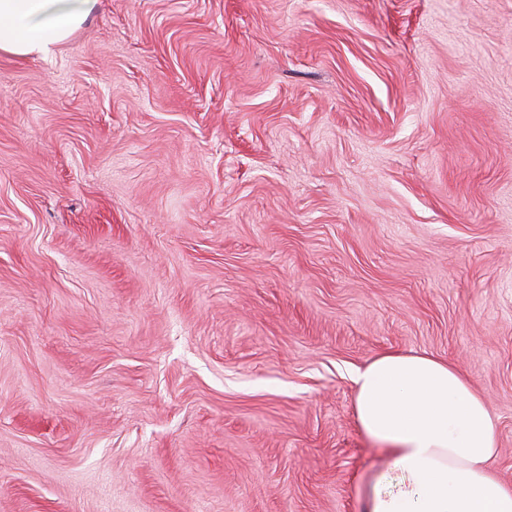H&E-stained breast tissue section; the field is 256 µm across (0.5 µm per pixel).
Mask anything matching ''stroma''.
<instances>
[{
    "mask_svg": "<svg viewBox=\"0 0 512 512\" xmlns=\"http://www.w3.org/2000/svg\"><path fill=\"white\" fill-rule=\"evenodd\" d=\"M388 351L512 483V0H98L0 52V512H363Z\"/></svg>",
    "mask_w": 512,
    "mask_h": 512,
    "instance_id": "35a3bbf8",
    "label": "stroma"
}]
</instances>
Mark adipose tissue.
<instances>
[{"mask_svg": "<svg viewBox=\"0 0 512 512\" xmlns=\"http://www.w3.org/2000/svg\"><path fill=\"white\" fill-rule=\"evenodd\" d=\"M97 0H0V51L16 57L66 41ZM355 413L387 469L367 512H512V485L492 469L497 423L448 361L386 352L354 378Z\"/></svg>", "mask_w": 512, "mask_h": 512, "instance_id": "1", "label": "adipose tissue"}]
</instances>
